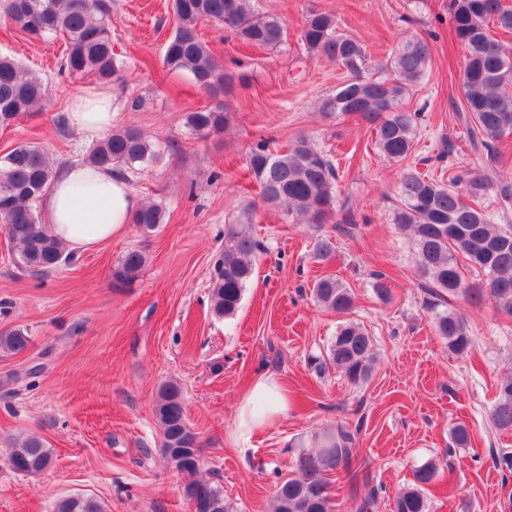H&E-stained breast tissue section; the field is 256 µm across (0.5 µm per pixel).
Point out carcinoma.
Returning a JSON list of instances; mask_svg holds the SVG:
<instances>
[{"label":"carcinoma","instance_id":"cac0c4a2","mask_svg":"<svg viewBox=\"0 0 512 512\" xmlns=\"http://www.w3.org/2000/svg\"><path fill=\"white\" fill-rule=\"evenodd\" d=\"M251 0H172L176 28L168 40L163 65L170 71L188 72L207 92L227 89L233 75L224 71L198 38L204 20L231 29L243 44L274 49L283 42V25L274 16L254 12ZM7 15L31 39L62 37L63 67L72 75H93L110 81L120 66L112 52V0H8ZM451 32L468 50L462 76V97L468 135L475 144L488 146L512 135V54L496 34L512 35V7L504 0H448ZM300 41L317 58L336 62L348 74L336 92L320 102L323 112L357 115L376 126V146L389 161L410 156L416 115L403 109V101L424 77L431 56L421 37L407 41L399 51L379 62L369 73L364 43L339 31L331 12L309 10L303 16ZM44 87L34 71L7 56H0V127H9L34 112ZM226 117L224 105L189 112L188 124L200 134L220 132ZM157 159L152 143L136 127L113 132L97 145L85 162L97 167L132 169ZM249 171L259 183L265 202L294 209L313 224L327 220L334 209L338 175L334 163L307 138H299L288 152L277 155L263 144L246 156ZM57 168L36 145L20 142L0 157V229L14 254L15 266L24 272L47 275L73 263L75 256L41 223L34 204L47 192ZM490 173L465 172L448 183L436 181L415 168L405 169L392 221L414 240L416 263L434 288L436 298L462 296L473 302L488 293L499 312L512 317V225L495 224L482 199L492 189ZM165 222L158 203H147L132 217L145 234ZM258 242L240 230L232 232L217 264L210 293L213 313L229 317L237 311L246 285L255 271ZM480 274L484 283H465L464 266ZM144 267L141 251H127L112 270V283L133 282ZM319 304L338 314L353 307L350 289L333 275L319 278L313 287ZM436 331L456 354L468 353L473 340L462 316L449 311L436 317ZM30 343L22 328L0 332V354L23 352ZM374 362L372 337L357 323L340 325L328 355H313L309 364L317 371L336 367L348 381L366 380ZM491 413L493 426L512 432V374L496 385ZM161 430L164 457L170 451L196 448L198 441L185 412L184 392L176 381L163 383L154 405ZM354 434L343 425L320 440V450L303 454L296 462L300 476L288 477L276 487L274 512H336L328 472L348 460ZM52 453L37 437H28L10 450L8 462L21 474H39L52 465ZM204 462L185 459L178 474L192 512H231L224 488L202 476ZM436 476V466L426 463L414 472V482L394 501V512H427L425 487ZM53 512H104L91 496H71L57 501Z\"/></svg>","mask_w":512,"mask_h":512}]
</instances>
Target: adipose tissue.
<instances>
[{"label":"adipose tissue","instance_id":"obj_1","mask_svg":"<svg viewBox=\"0 0 512 512\" xmlns=\"http://www.w3.org/2000/svg\"><path fill=\"white\" fill-rule=\"evenodd\" d=\"M112 109L109 91L84 89L68 101L67 116L71 126L92 141L111 127ZM139 206L118 173L81 163L66 168L52 183L45 202L47 227L71 249H94L122 233ZM287 407L288 396L280 384L263 377L242 401L239 422L247 431L266 427Z\"/></svg>","mask_w":512,"mask_h":512}]
</instances>
